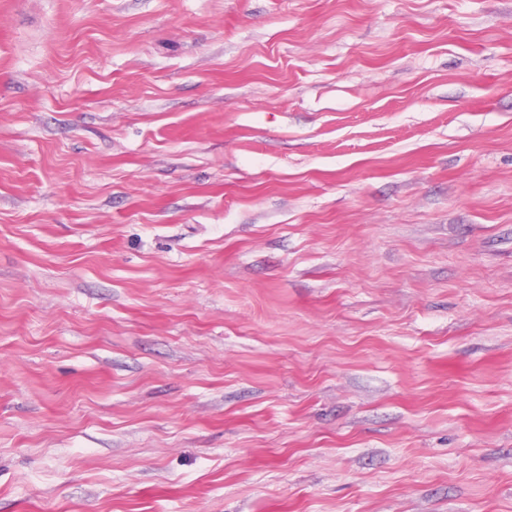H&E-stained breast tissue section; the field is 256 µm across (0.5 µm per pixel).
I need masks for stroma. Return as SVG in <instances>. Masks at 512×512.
<instances>
[{
  "instance_id": "1",
  "label": "stroma",
  "mask_w": 512,
  "mask_h": 512,
  "mask_svg": "<svg viewBox=\"0 0 512 512\" xmlns=\"http://www.w3.org/2000/svg\"><path fill=\"white\" fill-rule=\"evenodd\" d=\"M0 512H512V0H0Z\"/></svg>"
}]
</instances>
